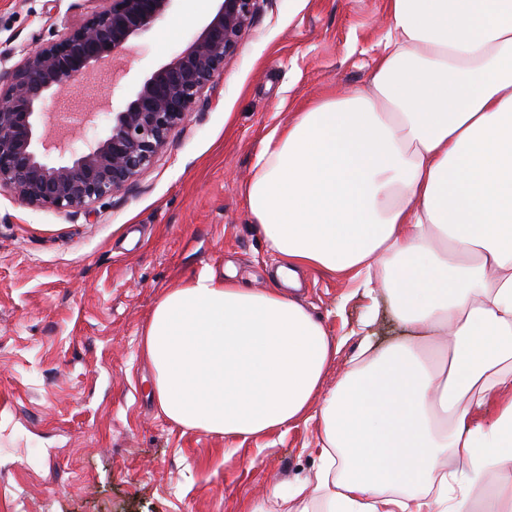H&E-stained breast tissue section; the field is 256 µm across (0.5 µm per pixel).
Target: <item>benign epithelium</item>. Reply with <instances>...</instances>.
I'll return each instance as SVG.
<instances>
[{"mask_svg":"<svg viewBox=\"0 0 512 512\" xmlns=\"http://www.w3.org/2000/svg\"><path fill=\"white\" fill-rule=\"evenodd\" d=\"M99 8L51 43L25 50L22 60L1 67L0 192L33 209L77 214L132 183L167 146L171 133L193 111L205 87L233 54L258 10L259 0H218L219 6L193 40L170 62L147 76L118 111L96 102L84 115L88 126L102 115L106 126L77 151L75 125L61 118L64 143L45 145L38 109L50 94L107 57H120L128 41L171 13L176 0H98ZM69 154L47 162L49 152Z\"/></svg>","mask_w":512,"mask_h":512,"instance_id":"obj_1","label":"benign epithelium"}]
</instances>
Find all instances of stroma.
<instances>
[{"mask_svg":"<svg viewBox=\"0 0 512 512\" xmlns=\"http://www.w3.org/2000/svg\"><path fill=\"white\" fill-rule=\"evenodd\" d=\"M218 5L179 0L132 38L125 74L49 96L48 116L90 95L121 107L180 53ZM90 0H0V54L61 38ZM392 25L389 0H260L167 147L126 189L74 215L0 192V512H243L318 464L316 421L229 447L158 410L140 338L166 290L204 268L272 288L274 258L244 187L263 139L322 96L364 88ZM299 295L339 341L333 388L374 315L376 346L408 333L386 292L309 269Z\"/></svg>","mask_w":512,"mask_h":512,"instance_id":"obj_1","label":"stroma"}]
</instances>
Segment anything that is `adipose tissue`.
Wrapping results in <instances>:
<instances>
[{"mask_svg":"<svg viewBox=\"0 0 512 512\" xmlns=\"http://www.w3.org/2000/svg\"><path fill=\"white\" fill-rule=\"evenodd\" d=\"M390 15L366 90L263 142L245 197L277 287L202 270L142 336L157 406L185 429L232 443L315 414L313 475L245 512H512V0ZM312 268L385 288L410 331L363 338L327 392L337 346L295 294Z\"/></svg>","mask_w":512,"mask_h":512,"instance_id":"adipose-tissue-1","label":"adipose tissue"}]
</instances>
